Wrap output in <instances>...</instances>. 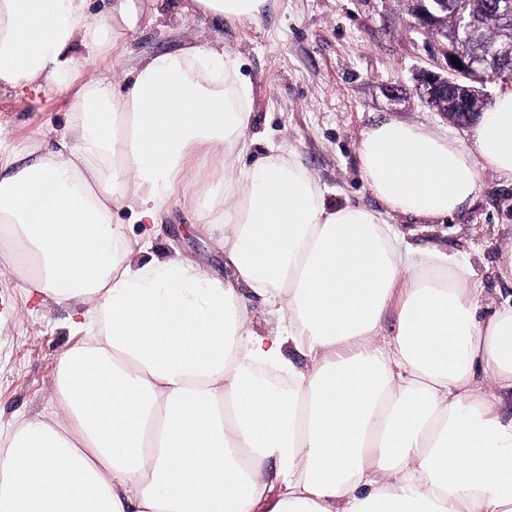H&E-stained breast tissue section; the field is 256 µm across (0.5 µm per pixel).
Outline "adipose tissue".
Returning <instances> with one entry per match:
<instances>
[{
    "label": "adipose tissue",
    "instance_id": "obj_1",
    "mask_svg": "<svg viewBox=\"0 0 512 512\" xmlns=\"http://www.w3.org/2000/svg\"><path fill=\"white\" fill-rule=\"evenodd\" d=\"M264 3L185 10L254 19ZM117 21L136 26L132 0H0V94L71 101L53 135L20 149L0 136L7 264L86 316L70 325L79 342L60 361L56 416L0 436V512H512V305L481 317L468 264L369 210H325L277 152L205 207L231 278L156 252L188 151L237 150L249 92L235 57L199 47L142 59L113 89L87 58ZM359 153L388 210L447 218L479 169L512 181V90L472 147L384 123ZM123 209L151 229L124 233ZM260 307L286 323L257 331ZM258 366L286 373L287 388Z\"/></svg>",
    "mask_w": 512,
    "mask_h": 512
}]
</instances>
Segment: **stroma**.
Returning <instances> with one entry per match:
<instances>
[{"instance_id":"stroma-1","label":"stroma","mask_w":512,"mask_h":512,"mask_svg":"<svg viewBox=\"0 0 512 512\" xmlns=\"http://www.w3.org/2000/svg\"><path fill=\"white\" fill-rule=\"evenodd\" d=\"M139 22L114 38L90 68L113 70L114 85L145 56L178 53L189 45L223 46L237 57L251 87L252 119L244 136V161L277 149L289 154L320 186L325 209L362 206L394 225L420 249L438 248L450 260L470 263L484 288L483 310L512 301V280L499 267L512 256V184L488 169L478 190L446 221L424 225L387 212L361 171L366 132L381 123L421 126L463 146L472 129L450 124L417 96L391 102L386 90L412 87L415 72L432 65L433 42L412 31L405 0H267L255 19L187 16L185 0H134ZM70 100L62 95L0 98V130L16 147L28 144L35 126H62ZM192 179L177 182L162 211L164 233L155 246L171 249L208 271L228 276L217 236L201 226L197 207L212 198L224 160L196 148L187 158ZM72 306L42 303L15 276L0 277V431L14 422L49 416L57 409L52 385L63 354L77 342Z\"/></svg>"}]
</instances>
